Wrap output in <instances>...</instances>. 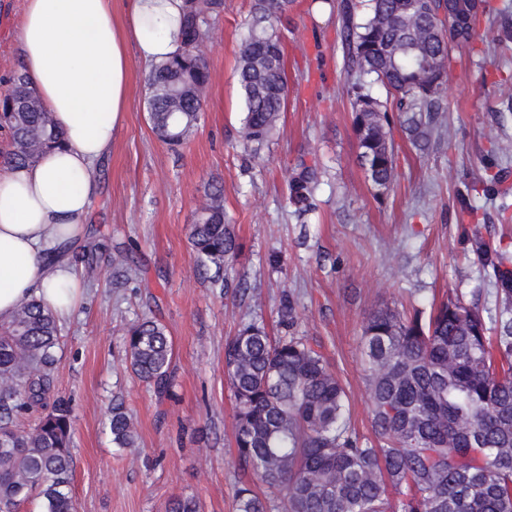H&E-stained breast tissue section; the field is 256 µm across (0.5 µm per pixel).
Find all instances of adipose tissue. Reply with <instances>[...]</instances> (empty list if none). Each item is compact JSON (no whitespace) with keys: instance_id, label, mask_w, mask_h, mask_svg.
<instances>
[{"instance_id":"obj_1","label":"adipose tissue","mask_w":512,"mask_h":512,"mask_svg":"<svg viewBox=\"0 0 512 512\" xmlns=\"http://www.w3.org/2000/svg\"><path fill=\"white\" fill-rule=\"evenodd\" d=\"M184 0H132L126 22L110 0H24L17 43L24 70L61 147L0 174V321L37 297L73 311L82 275L69 258L95 191L91 173L112 147L126 108L129 54L147 65L177 53Z\"/></svg>"}]
</instances>
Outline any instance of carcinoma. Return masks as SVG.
<instances>
[{
  "instance_id": "cac0c4a2",
  "label": "carcinoma",
  "mask_w": 512,
  "mask_h": 512,
  "mask_svg": "<svg viewBox=\"0 0 512 512\" xmlns=\"http://www.w3.org/2000/svg\"><path fill=\"white\" fill-rule=\"evenodd\" d=\"M323 2L341 18L345 69L382 84L403 113L404 132L424 149L443 111L449 44L472 43L477 22L458 38L440 17V0ZM294 3L253 0L237 65L247 143L268 141L284 112L280 25ZM223 9L224 0H184L183 48L148 72L152 130L171 147L198 127L210 74L190 46ZM349 96L360 164L373 188L388 192L396 165L387 105L359 83ZM0 128L9 131L11 165L36 164L64 142L22 70L0 95ZM316 182V169L305 165L289 181L297 212L310 210ZM205 197L188 241L219 283L238 243L224 223L223 187L210 185ZM475 251L498 272V291L511 303L512 278L500 272L499 250L478 238ZM83 261L93 280L101 262L120 271L127 257L93 241ZM486 330L477 306L451 296L427 317L391 308L368 316L363 357L376 447L349 430L346 392L317 350L300 337L274 340L262 325H243L224 344L241 472L234 512H512V319L495 338ZM58 345V323L36 299L0 322V512H17L33 498L43 512H77L71 413L54 384ZM171 356V338L157 320L129 330V366L160 392L170 383ZM32 416L34 427L23 428ZM110 431L117 447L134 446V423L121 404L112 407ZM256 480L269 494L255 492Z\"/></svg>"
}]
</instances>
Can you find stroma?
Segmentation results:
<instances>
[{
    "instance_id": "1",
    "label": "stroma",
    "mask_w": 512,
    "mask_h": 512,
    "mask_svg": "<svg viewBox=\"0 0 512 512\" xmlns=\"http://www.w3.org/2000/svg\"><path fill=\"white\" fill-rule=\"evenodd\" d=\"M482 39L452 47L444 112L433 147L417 150L391 112L396 180L377 196L358 161L338 15L296 0L282 28L288 100L262 146L241 138L236 66L252 0H224L202 48L210 85L198 128L173 149L154 134L147 69L130 59L129 97L111 150L95 165L85 219L98 239L127 254L131 270L103 266L60 321L56 387L72 409L73 493L78 512H168L196 499L201 512H234V397L224 343L245 323L269 336L306 338L348 395L347 422L374 440L363 326L380 308L429 310L450 296L483 312L498 334L504 303L476 238L505 250L512 271V52L496 41L512 0H486ZM23 0H0V91L19 70ZM317 169L306 214L287 200L301 164ZM224 188V216L240 243L224 267L228 288L201 271L187 226L204 189ZM247 286L245 295L229 287ZM293 320L282 323V301ZM163 323L173 340L168 394L128 368L129 328ZM131 415L135 447L112 442L114 404Z\"/></svg>"
}]
</instances>
